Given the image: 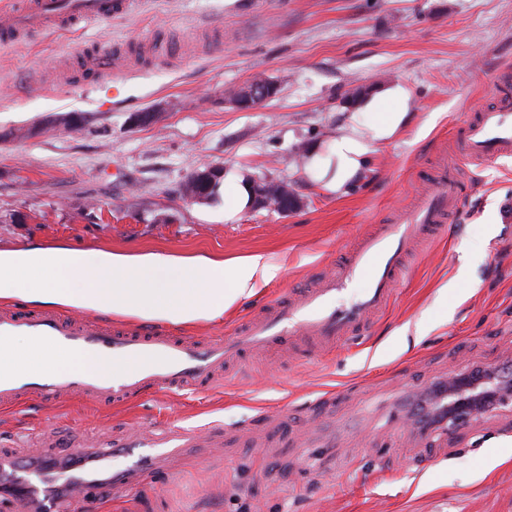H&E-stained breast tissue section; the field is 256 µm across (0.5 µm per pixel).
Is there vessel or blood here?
Listing matches in <instances>:
<instances>
[{
    "label": "vessel or blood",
    "mask_w": 512,
    "mask_h": 512,
    "mask_svg": "<svg viewBox=\"0 0 512 512\" xmlns=\"http://www.w3.org/2000/svg\"><path fill=\"white\" fill-rule=\"evenodd\" d=\"M132 0H14L4 33H22L54 20L68 24L107 20L127 13ZM116 59L90 53L77 63L79 81L95 83L112 72ZM461 155L477 164L512 158V94L500 92L491 107L474 113L461 126ZM458 170L443 164L430 189L403 214L373 224L346 249L336 270L316 275L311 284L285 300L249 317L228 336L199 343L156 326L127 329L111 319L88 318L83 312L31 313L0 311V339L27 336L62 351H81L115 361L139 360L138 370L104 377L92 371L34 374L23 368L0 373V407L36 399L60 403L81 397L95 404L124 408L149 390L184 391L222 383L224 369L244 354H285L299 345L331 354L361 337L390 304L404 272V260L416 246L445 229L458 199ZM366 280L362 294L345 305L336 298L355 278ZM223 443L224 429L203 434L191 429L160 433L140 428L113 432L94 442L73 440L68 482L76 498L97 502L125 492L150 476L161 463L200 447L204 437ZM63 443L57 428L44 429L37 453L0 450V463L16 468L17 478L0 483V512H60L62 503L45 494L58 478L48 451Z\"/></svg>",
    "instance_id": "b4317fda"
}]
</instances>
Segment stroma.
I'll use <instances>...</instances> for the list:
<instances>
[{"label":"stroma","mask_w":512,"mask_h":512,"mask_svg":"<svg viewBox=\"0 0 512 512\" xmlns=\"http://www.w3.org/2000/svg\"><path fill=\"white\" fill-rule=\"evenodd\" d=\"M124 56L121 79L73 78L82 49ZM512 69V0H142L124 16L50 25L0 42V250L28 246L156 252L229 261L263 254L284 271L224 316L175 326L209 340L330 271L369 225L411 207L458 128L491 103L492 75ZM277 98L249 111L226 89L257 74ZM403 89L408 113L371 143L337 192L299 159L326 153L355 87ZM158 110L150 126L134 113ZM86 118L74 133L57 116ZM237 179L291 183L295 213L240 209L226 189L205 203L181 188L201 164ZM460 198L444 235L411 258L391 307L359 344L324 355L247 356L208 390L151 392L122 410L31 400L0 410V446L46 423L76 438L128 426L223 424L170 472L98 512H512V400L466 430L403 446L407 403L473 367L512 366V161L459 160ZM479 261L462 267V250Z\"/></svg>","instance_id":"35a3bbf8"}]
</instances>
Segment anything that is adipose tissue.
I'll return each mask as SVG.
<instances>
[{"instance_id":"obj_1","label":"adipose tissue","mask_w":512,"mask_h":512,"mask_svg":"<svg viewBox=\"0 0 512 512\" xmlns=\"http://www.w3.org/2000/svg\"><path fill=\"white\" fill-rule=\"evenodd\" d=\"M389 98L394 111L382 113L374 125L351 115L332 144V159L310 158L311 169L329 174V190L341 189L356 175L369 143L394 135L403 123L407 95L397 89ZM281 271V264L260 254L219 262L71 248L5 250L0 251V298L184 324L222 317ZM18 365L102 373L117 368L115 362L85 353L58 354L25 337L0 341V371Z\"/></svg>"}]
</instances>
